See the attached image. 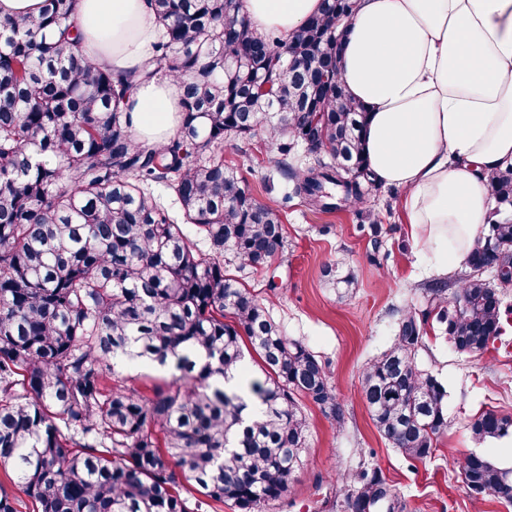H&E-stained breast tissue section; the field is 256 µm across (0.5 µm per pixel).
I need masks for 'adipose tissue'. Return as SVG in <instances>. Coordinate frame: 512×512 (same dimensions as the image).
Here are the masks:
<instances>
[{
  "label": "adipose tissue",
  "mask_w": 512,
  "mask_h": 512,
  "mask_svg": "<svg viewBox=\"0 0 512 512\" xmlns=\"http://www.w3.org/2000/svg\"><path fill=\"white\" fill-rule=\"evenodd\" d=\"M321 0H245L254 29L289 39ZM153 0H80V46L131 81L137 142L169 139L181 87L150 76L159 32ZM338 74L369 117L363 140L376 180L406 189L411 226L452 270L474 247L492 200L488 178L512 164V0H360Z\"/></svg>",
  "instance_id": "obj_1"
}]
</instances>
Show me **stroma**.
<instances>
[{"label": "stroma", "instance_id": "35a3bbf8", "mask_svg": "<svg viewBox=\"0 0 512 512\" xmlns=\"http://www.w3.org/2000/svg\"><path fill=\"white\" fill-rule=\"evenodd\" d=\"M278 153L267 135L250 143L224 144V161L240 171L254 196L285 212L288 241L267 268H240L225 256L224 271L257 294L286 336L304 342L327 365L331 384L346 407L343 425L303 402L307 446L288 496L265 512H344L343 475L379 467L407 504V512H512L495 496L473 497L458 464L478 450L492 462L512 466V438L477 446L470 422L486 410L512 415V319L501 340L476 354L457 352L442 325L429 321L419 368L448 388V426L426 461H409L379 435L360 395L367 364L393 344L402 312L429 310L428 283L447 278L456 292L467 271L443 273L425 259L423 232L411 227L403 208L406 191L384 186L368 196L367 213L322 212L294 195L292 183L274 166ZM348 267L355 285L339 297L322 277L324 265Z\"/></svg>", "mask_w": 512, "mask_h": 512}]
</instances>
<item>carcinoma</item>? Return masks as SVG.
Returning a JSON list of instances; mask_svg holds the SVG:
<instances>
[{"label":"carcinoma","mask_w":512,"mask_h":512,"mask_svg":"<svg viewBox=\"0 0 512 512\" xmlns=\"http://www.w3.org/2000/svg\"><path fill=\"white\" fill-rule=\"evenodd\" d=\"M78 2L0 18V469L28 512H203L206 500L263 512L290 493L302 462L299 399L338 424L345 409L325 362L224 273L226 252L258 269L285 246L281 209L224 164V140L269 134L278 171L323 212L367 202L379 189L362 139L367 109L337 72L339 23L358 0H323L288 41L257 33L242 0H153L155 71L182 88L179 130L153 146L134 138L128 81L74 48ZM313 136V162L292 168L288 156ZM489 187L512 205V166ZM466 266L453 308L435 285L432 309L405 314L361 376L374 427L407 460L432 457L448 426L445 385L416 364L430 316L460 353L506 333L483 273L512 269V222L490 218ZM324 277L343 294L354 283L339 268ZM117 360L173 370L174 382L150 396L114 386ZM234 377L239 387L225 389ZM470 431L477 446L502 439L512 417L484 411ZM460 474L512 503V468L471 452ZM188 486L204 497L192 507ZM344 507L407 509L377 467L352 480Z\"/></svg>","instance_id":"cac0c4a2"}]
</instances>
